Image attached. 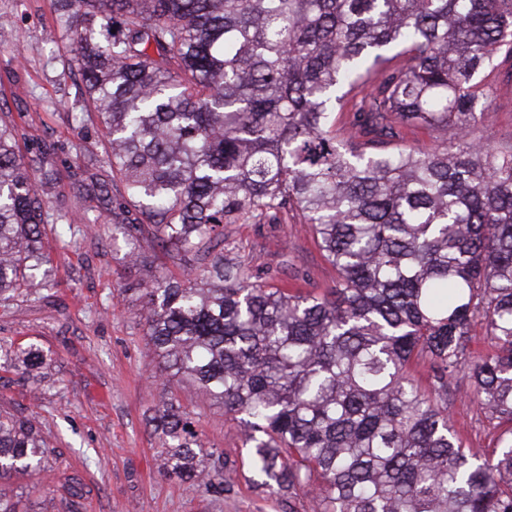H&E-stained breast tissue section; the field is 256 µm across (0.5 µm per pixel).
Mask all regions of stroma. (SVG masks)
<instances>
[{
	"label": "stroma",
	"mask_w": 512,
	"mask_h": 512,
	"mask_svg": "<svg viewBox=\"0 0 512 512\" xmlns=\"http://www.w3.org/2000/svg\"><path fill=\"white\" fill-rule=\"evenodd\" d=\"M53 0H0V110L19 115L16 150L30 161L36 143L56 146L59 170L50 207L68 210L71 232H47L50 290L23 293L0 306V414L31 419L46 454L39 473L0 480L19 512H313L305 496L281 497L258 486L235 423L223 408L200 399L194 385L160 371L144 334V290L154 278L180 274L179 260L161 249L129 258L111 225L89 231L81 216L97 207L78 167L101 156L104 134L81 129L67 115L79 111L80 81L64 72L57 54ZM500 90L492 122L479 126L490 143L512 139V65L483 72ZM225 243L258 272L304 292L336 286L335 268L323 257L306 224H228ZM39 352V367L14 363L16 347ZM164 400L190 412L207 447L224 460L223 496L166 473L152 418ZM448 413L466 447L495 448L500 430L466 394L448 387ZM77 488L62 495L61 484Z\"/></svg>",
	"instance_id": "1"
}]
</instances>
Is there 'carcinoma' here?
I'll return each mask as SVG.
<instances>
[{
    "label": "carcinoma",
    "instance_id": "1",
    "mask_svg": "<svg viewBox=\"0 0 512 512\" xmlns=\"http://www.w3.org/2000/svg\"><path fill=\"white\" fill-rule=\"evenodd\" d=\"M81 128L105 156L104 205L144 247L199 266L146 289L148 346L238 423L257 485L314 512H512V140L480 73L512 62V0H54ZM353 103L349 133L336 108ZM0 114V304L50 287L40 256L55 147L15 153ZM426 131L432 149L393 146ZM311 227L336 269L318 296L271 284L224 245L226 224ZM482 335L476 336L475 326ZM483 339L488 349L472 345ZM428 364L429 387L411 372ZM464 377L503 430L467 448L448 414ZM166 470L223 494L224 463L188 414L152 418ZM43 441L0 414V477ZM496 115L492 122L479 126L476 136L490 143L512 139V86L510 94H499L494 101Z\"/></svg>",
    "mask_w": 512,
    "mask_h": 512
}]
</instances>
